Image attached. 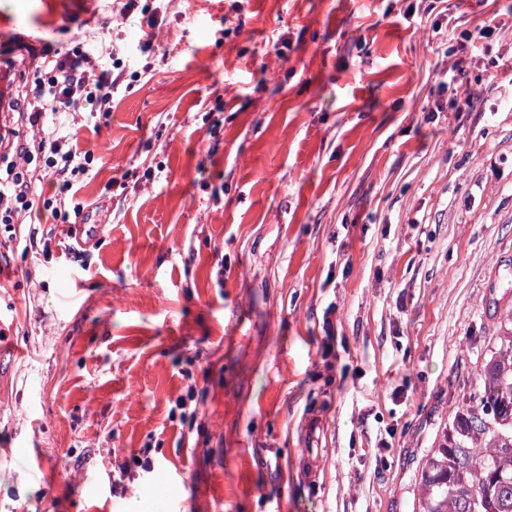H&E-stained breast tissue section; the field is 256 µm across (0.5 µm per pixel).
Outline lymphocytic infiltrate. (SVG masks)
Listing matches in <instances>:
<instances>
[{
	"label": "lymphocytic infiltrate",
	"instance_id": "obj_1",
	"mask_svg": "<svg viewBox=\"0 0 512 512\" xmlns=\"http://www.w3.org/2000/svg\"><path fill=\"white\" fill-rule=\"evenodd\" d=\"M50 76L32 87H22L0 118V224L11 227L42 206L52 218L68 222L63 195L88 170L91 152L77 153L56 119L66 112L111 109L116 81L109 71H97L90 56H58L45 52ZM35 136L25 135V128ZM42 158L46 176L53 179L58 197L37 192V178L28 163Z\"/></svg>",
	"mask_w": 512,
	"mask_h": 512
}]
</instances>
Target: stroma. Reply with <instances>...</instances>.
<instances>
[{"mask_svg": "<svg viewBox=\"0 0 512 512\" xmlns=\"http://www.w3.org/2000/svg\"><path fill=\"white\" fill-rule=\"evenodd\" d=\"M105 26L88 237L0 229V512H412L512 307V0H0ZM14 319L11 309H0V412L9 404L10 382L9 375L14 365L15 358L20 354L13 342L12 330Z\"/></svg>", "mask_w": 512, "mask_h": 512, "instance_id": "obj_1", "label": "stroma"}]
</instances>
